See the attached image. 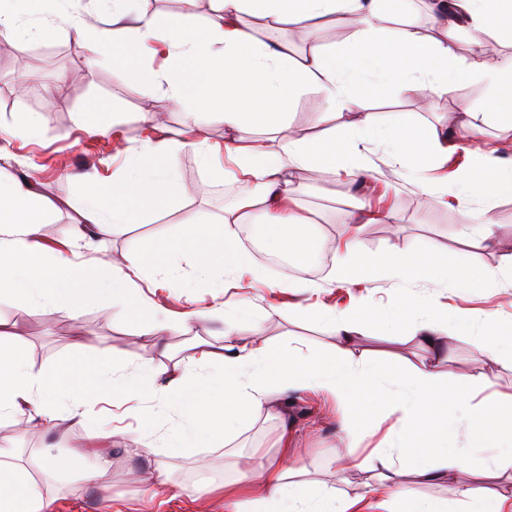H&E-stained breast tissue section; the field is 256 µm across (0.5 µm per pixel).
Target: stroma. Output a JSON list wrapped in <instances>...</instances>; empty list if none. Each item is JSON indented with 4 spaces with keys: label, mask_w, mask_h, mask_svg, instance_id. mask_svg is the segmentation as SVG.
I'll list each match as a JSON object with an SVG mask.
<instances>
[{
    "label": "stroma",
    "mask_w": 512,
    "mask_h": 512,
    "mask_svg": "<svg viewBox=\"0 0 512 512\" xmlns=\"http://www.w3.org/2000/svg\"><path fill=\"white\" fill-rule=\"evenodd\" d=\"M16 51L32 52L39 62L66 56L78 73L61 94L23 100L11 98L7 90L0 88V127L18 128L33 113L41 119L37 140L17 138L6 143L0 167L13 175L37 168L41 193L47 203V216L37 243L39 251L48 257L62 249L76 229V210L83 187L68 180V172L93 169L100 180H111L129 158L146 150L149 139L143 132L142 112L165 113L174 132L181 129L183 115L174 111L157 83L135 76L126 67L106 65L87 70L86 45L68 28H59L48 42L0 38V67L7 65L9 55ZM368 107L384 123L407 114L417 125L441 128L452 104L444 99L423 104L422 94L417 91L372 101ZM85 108L90 111L89 123L77 125L75 114ZM355 119V114L348 111L328 113L322 99L312 92L300 95L288 113L292 132L303 137L313 136L326 126L343 127ZM102 126L107 127V134H99ZM361 151L378 180L379 192H369L350 180L325 173L319 181H308V192L301 199L314 224L313 232L323 258L322 263L304 266L298 276L299 281L314 284L312 294L300 295L285 289L289 273L272 267L265 270V282L245 288L230 284L215 290L200 280L192 260L185 258L171 275L168 287L149 288L145 294L173 316L196 310L210 311L211 316L194 321L189 334L167 336L166 350L141 343L138 323L118 306L105 309L94 303L73 320L63 315L44 317L27 311L22 300L2 297L0 321L17 333L28 358L41 369L67 361L72 341L83 335L91 339L88 355L112 345L118 347L129 366L148 362L173 368L185 355L188 336L220 342L224 329L222 309L231 308L244 297L253 304L254 322L244 325L241 335H252L273 345L299 340L313 353L334 349L337 339L333 331L315 317L288 316L289 306L315 304L341 312L368 293L386 308L400 295L413 294L429 304L470 311L478 322L484 312L492 311L503 322L512 323V285L506 283L490 293L472 294L451 293L442 283L422 278L408 282L380 279L366 287L335 279L336 254L330 244L344 234L345 215L358 203L396 216L392 224L363 226L360 244L367 257H376L395 242L417 253L447 251L459 273L473 266L496 268L512 261V198L489 203L475 196H451L427 203L407 179L404 169L390 161L385 144L372 140L362 144ZM169 163L177 171L181 187L174 203L152 214L146 223L127 225L123 232L95 242L93 249L78 250L77 260L147 250L159 239L177 237L185 222L213 221L222 214L225 196L234 192L232 184L213 180L192 149L176 152ZM486 209L496 225L497 242L492 247L481 240L478 226L463 224L464 215L476 216ZM273 307L277 308V315L268 316V309ZM480 347L479 333L456 337L447 359L440 361L439 370L449 381L463 374H484L490 385L483 391V398L507 402L512 398V360L487 361ZM391 356L415 363L425 358L426 352L414 342L393 339L373 327L363 331L353 349L357 360L382 361ZM282 403L292 424L290 445L299 451L295 464L307 469L308 480L336 493L340 500L352 502L351 512H381L376 499L366 493L369 473L344 467L336 458V450L342 445L341 418L332 399L291 391L283 396ZM96 410L105 418L99 443L111 461L107 480L104 486L91 487L75 473L52 479L47 493L54 499V512H224V500L211 491V484L237 477L243 457L251 449L271 447L278 436L277 421L260 419L197 445L185 455L169 457L159 452L139 463L127 459L122 451L124 431L139 426V414L107 403L97 404ZM86 435L85 423L77 420L69 421L65 430L57 433L44 430L23 415L0 422V443L11 446L26 464L46 451L57 454L77 449L85 443ZM492 454L489 448L475 449L470 466L455 475V483L484 494L511 489L512 456L504 454L496 460ZM146 465L168 470L170 480L164 488L151 487L143 480L141 470Z\"/></svg>",
    "instance_id": "35a3bbf8"
}]
</instances>
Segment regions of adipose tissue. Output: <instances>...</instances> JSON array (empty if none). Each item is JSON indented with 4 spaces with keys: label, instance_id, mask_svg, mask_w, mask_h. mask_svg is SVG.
<instances>
[{
    "label": "adipose tissue",
    "instance_id": "obj_1",
    "mask_svg": "<svg viewBox=\"0 0 512 512\" xmlns=\"http://www.w3.org/2000/svg\"><path fill=\"white\" fill-rule=\"evenodd\" d=\"M44 2L40 34L51 37L57 20L67 19L70 30L87 46L88 69L136 65L152 46L166 47L171 64L159 77L184 114L182 130L159 139L112 182L100 183L89 172L77 174V181L91 188L78 210L79 223L97 234L114 233L140 223L147 210L168 206L180 193L168 158L187 147L198 152L214 176L234 183L238 194L218 221L187 223L177 241L163 239L148 252L82 263L73 261L71 249L58 251L52 259L34 251L43 216L38 182L29 174L0 175V296L23 298L37 314L76 319L88 291L94 290L110 297L132 319L151 310V324L142 338L156 347L163 346L164 333L188 331L190 321L202 314L175 318L160 306L148 305L133 287L146 271L165 276L186 255L211 287H223L228 278L264 281V271L248 258L239 238L240 227L260 215L269 218L263 237L270 252L304 255L310 220L299 206L307 186L296 180L297 170L369 177L360 145L372 137L385 139L393 161L417 179L424 178L437 156L447 153V135L406 116L381 123L374 113L363 111L366 97L409 93L420 84L429 98L451 99L460 85L485 79L504 104L495 120L512 126V56L503 58L492 73L483 65L491 41L512 38V0H431L430 15L441 33L437 40L425 39L419 29L418 0H209L210 14L201 26L186 17L148 12L142 0H89L87 10L70 19L60 0ZM251 17L282 29L299 28L310 40L307 55L296 58L287 42L260 40L247 23ZM390 20L398 21L396 30L387 29ZM327 21L339 26L355 22L343 47L327 48L314 41L316 29ZM463 27L470 30L476 51L469 65L460 67L452 46ZM305 92L320 95L334 109L357 113V120L340 134L328 128L309 139L293 136L287 109ZM216 121L231 134L220 148L204 135ZM254 128L278 137V148L245 142L244 132ZM479 131L472 121L464 127L474 144L468 150L469 172L454 190L491 201L512 198V164L497 148L476 142ZM394 220L393 213L362 207L350 213L346 232L335 244L341 281L422 277L447 281L452 289L479 291L512 278V264L496 269L474 266L453 276L447 263L422 264L417 253L395 244L377 260L368 259L358 239L362 227ZM295 311L313 313L331 326L338 339L335 352L315 357L297 346L273 349L241 336L240 321L250 314L246 303L225 319L222 345L195 341L182 369L172 373L128 370L115 364L109 349L97 357L86 356L88 342L83 337L72 342L65 371H36L19 344L0 342V421L25 413L30 421L55 431L78 419L87 423V441L92 444L100 432L91 398L114 392L133 400L159 388L180 419L167 435L171 454L178 455L254 417L275 419L278 453L253 449L248 471L224 484V512H343L335 495L313 489L303 480L302 470L287 463L288 420L278 401L291 390L334 398L343 417L346 458L358 468L376 470L369 494L403 504L404 512H441L435 502L409 496L403 486L406 474L429 484H449L454 471L468 466L473 449L512 448V406L474 399L487 377L468 374L447 383L438 370L453 334L471 326L469 313L437 309L411 295L385 311L369 297L340 315L303 305ZM368 323L424 347L429 360L406 370L395 363L350 361L351 348ZM385 377L396 381V390L382 389ZM158 378L163 381L159 387L154 384ZM379 417L393 422L389 445L359 458L354 430ZM460 420L471 427L466 448L448 444V432ZM436 423L441 426L436 448L422 449V435ZM109 469L106 456L91 460L77 451L45 454L33 472L0 451V512H52L47 480L74 471L86 484L98 486Z\"/></svg>",
    "mask_w": 512,
    "mask_h": 512
}]
</instances>
